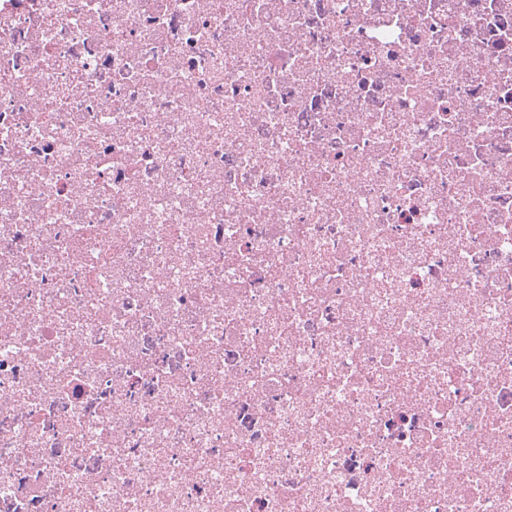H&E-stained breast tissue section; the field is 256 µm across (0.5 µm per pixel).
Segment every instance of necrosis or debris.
<instances>
[{
	"mask_svg": "<svg viewBox=\"0 0 512 512\" xmlns=\"http://www.w3.org/2000/svg\"><path fill=\"white\" fill-rule=\"evenodd\" d=\"M0 512H512V0H0Z\"/></svg>",
	"mask_w": 512,
	"mask_h": 512,
	"instance_id": "4bbe7bcc",
	"label": "necrosis or debris"
}]
</instances>
